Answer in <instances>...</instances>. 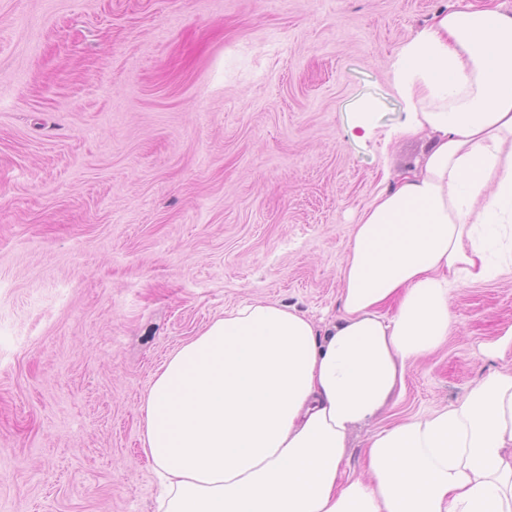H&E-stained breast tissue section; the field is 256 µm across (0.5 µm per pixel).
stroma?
I'll list each match as a JSON object with an SVG mask.
<instances>
[{
	"label": "stroma",
	"mask_w": 512,
	"mask_h": 512,
	"mask_svg": "<svg viewBox=\"0 0 512 512\" xmlns=\"http://www.w3.org/2000/svg\"><path fill=\"white\" fill-rule=\"evenodd\" d=\"M512 0H0V512H153L140 405L226 309L340 311L352 227L425 137L390 61L443 9ZM375 143L345 128L363 106ZM370 435L512 372V274L458 288Z\"/></svg>",
	"instance_id": "stroma-1"
}]
</instances>
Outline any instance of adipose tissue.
Returning a JSON list of instances; mask_svg holds the SVG:
<instances>
[{
    "instance_id": "1",
    "label": "adipose tissue",
    "mask_w": 512,
    "mask_h": 512,
    "mask_svg": "<svg viewBox=\"0 0 512 512\" xmlns=\"http://www.w3.org/2000/svg\"><path fill=\"white\" fill-rule=\"evenodd\" d=\"M390 69L392 136L430 145L354 224L342 315L244 304L168 358L141 405L155 512H512V373L374 432L368 478L345 474L351 430L454 330V289L512 272V11L436 13Z\"/></svg>"
}]
</instances>
